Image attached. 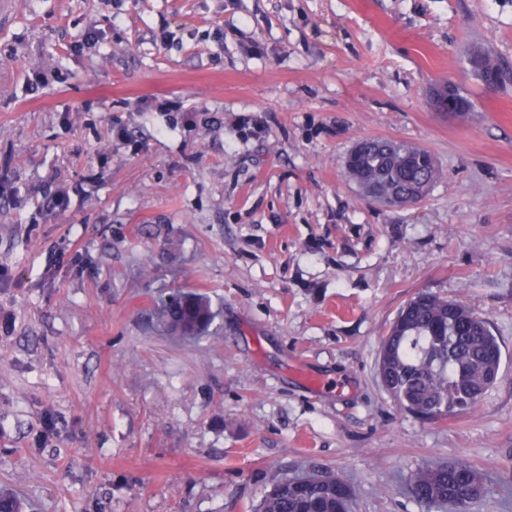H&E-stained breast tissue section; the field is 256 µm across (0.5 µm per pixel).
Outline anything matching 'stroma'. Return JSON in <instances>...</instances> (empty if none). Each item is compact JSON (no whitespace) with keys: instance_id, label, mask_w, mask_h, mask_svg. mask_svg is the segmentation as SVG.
Listing matches in <instances>:
<instances>
[{"instance_id":"1","label":"stroma","mask_w":512,"mask_h":512,"mask_svg":"<svg viewBox=\"0 0 512 512\" xmlns=\"http://www.w3.org/2000/svg\"><path fill=\"white\" fill-rule=\"evenodd\" d=\"M474 49L512 70V0H15L0 489L22 512H253L311 469L347 475L354 512H426L405 475L454 461L498 486L474 512H512V80L487 92ZM445 82L472 112L432 108ZM365 137L429 150L430 194L361 198L345 159ZM176 289L209 296V335L151 327ZM422 290L487 317L503 353L438 422L376 372Z\"/></svg>"}]
</instances>
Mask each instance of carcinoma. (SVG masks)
<instances>
[{"label": "carcinoma", "mask_w": 512, "mask_h": 512, "mask_svg": "<svg viewBox=\"0 0 512 512\" xmlns=\"http://www.w3.org/2000/svg\"><path fill=\"white\" fill-rule=\"evenodd\" d=\"M472 70L481 82L506 73L489 53L476 51ZM346 167L363 197L373 194L420 201L438 178L433 156L410 140L364 138ZM214 315L210 300L176 292L160 310V323L180 335L195 336ZM502 350L489 320L464 301L421 291L391 323L377 359L384 390L406 413L441 421L472 408L498 381ZM412 497L429 509L471 512L490 492L487 478L464 462L419 466L408 472ZM350 479L334 471L285 478L265 492L256 512H352Z\"/></svg>", "instance_id": "carcinoma-1"}]
</instances>
